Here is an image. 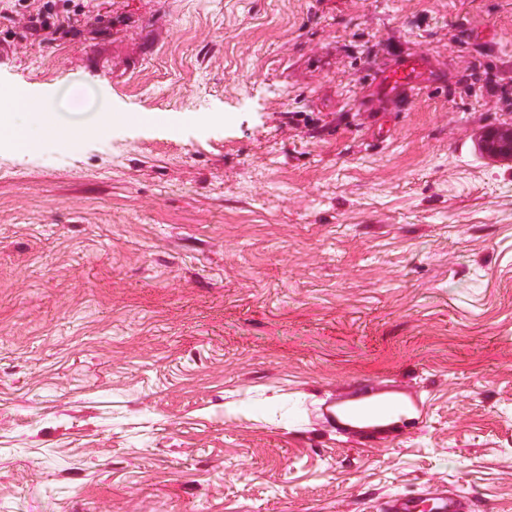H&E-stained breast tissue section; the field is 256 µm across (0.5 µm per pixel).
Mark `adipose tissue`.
Returning <instances> with one entry per match:
<instances>
[{
    "label": "adipose tissue",
    "instance_id": "1",
    "mask_svg": "<svg viewBox=\"0 0 512 512\" xmlns=\"http://www.w3.org/2000/svg\"><path fill=\"white\" fill-rule=\"evenodd\" d=\"M16 100L15 111L0 114V136L19 153L28 152L42 137L60 136L52 96H37L25 90L17 92Z\"/></svg>",
    "mask_w": 512,
    "mask_h": 512
}]
</instances>
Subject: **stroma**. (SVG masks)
Masks as SVG:
<instances>
[{
  "label": "stroma",
  "mask_w": 512,
  "mask_h": 512,
  "mask_svg": "<svg viewBox=\"0 0 512 512\" xmlns=\"http://www.w3.org/2000/svg\"><path fill=\"white\" fill-rule=\"evenodd\" d=\"M86 13L0 85L157 118L0 140V512H512V0ZM386 392L417 418L325 412ZM423 68L421 60H396L387 69L375 73L370 78L373 89L387 101L416 94L417 77ZM480 144L492 153L507 152L512 157V127L490 128L482 132ZM431 498V509L433 512H470L471 508L466 502L456 498L452 493L436 489Z\"/></svg>",
  "instance_id": "35a3bbf8"
}]
</instances>
